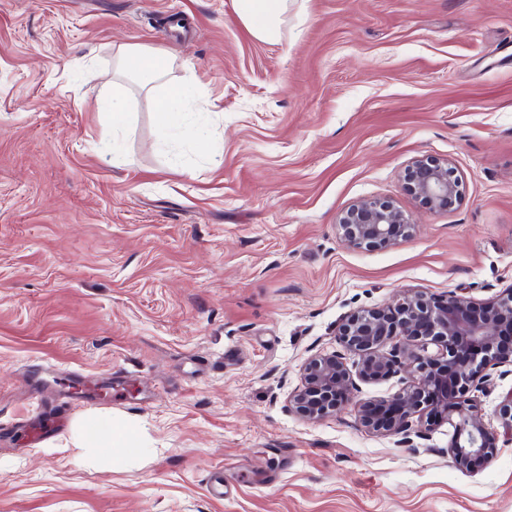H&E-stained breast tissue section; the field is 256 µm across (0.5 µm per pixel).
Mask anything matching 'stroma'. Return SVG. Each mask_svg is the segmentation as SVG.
<instances>
[{
	"instance_id": "1",
	"label": "stroma",
	"mask_w": 512,
	"mask_h": 512,
	"mask_svg": "<svg viewBox=\"0 0 512 512\" xmlns=\"http://www.w3.org/2000/svg\"><path fill=\"white\" fill-rule=\"evenodd\" d=\"M122 45L170 65L116 125ZM177 84L209 141L160 129ZM421 156L453 210L407 190ZM359 199L412 238L345 245ZM509 288L512 0H290L269 42L234 0H0V512H512V446L465 472L445 421L357 426L406 370L289 406L351 312ZM409 192L431 210L448 211L460 201V183L447 160L420 157L412 161L406 176Z\"/></svg>"
}]
</instances>
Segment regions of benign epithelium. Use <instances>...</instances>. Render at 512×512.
<instances>
[{"mask_svg":"<svg viewBox=\"0 0 512 512\" xmlns=\"http://www.w3.org/2000/svg\"><path fill=\"white\" fill-rule=\"evenodd\" d=\"M409 192L431 210L448 211L460 201V183L448 161L420 157L406 176ZM415 224L390 201L361 199L336 218V231L347 244L381 249L409 239ZM339 342L358 356L353 375L339 353L318 354L303 368V384L290 400L298 414L322 419L342 406L355 380L373 383L395 374L408 357L410 383L388 399L360 404L358 423L368 431L399 437L413 446L415 424L423 416L442 415L453 428L448 455L470 472L477 461L492 459L498 445H512V390L499 408L500 430L489 427L476 393L493 386L492 370L512 367V291L485 303L451 294L434 300L415 292L392 307L360 310L339 328ZM394 347L385 350L387 344Z\"/></svg>","mask_w":512,"mask_h":512,"instance_id":"7a95c632","label":"benign epithelium"}]
</instances>
